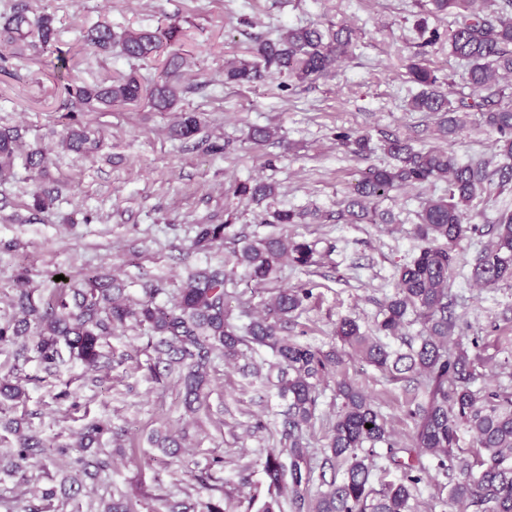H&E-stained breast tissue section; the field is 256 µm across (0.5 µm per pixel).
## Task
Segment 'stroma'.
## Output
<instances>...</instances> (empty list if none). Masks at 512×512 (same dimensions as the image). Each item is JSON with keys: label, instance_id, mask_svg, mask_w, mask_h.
Here are the masks:
<instances>
[{"label": "stroma", "instance_id": "obj_1", "mask_svg": "<svg viewBox=\"0 0 512 512\" xmlns=\"http://www.w3.org/2000/svg\"><path fill=\"white\" fill-rule=\"evenodd\" d=\"M26 3L31 12L54 15L59 48L75 54L72 75L78 84L133 69L148 78L156 75L154 64L128 61L116 51L96 56L83 49V27L105 21L121 33L153 29L163 19L176 22L189 62L183 75L188 91L178 107L202 113L203 125L194 139L182 141L168 132L173 113L146 103L134 110L82 112L81 122L101 130V146L87 156L63 153L55 143L72 109L63 83L50 76L46 59H0V129L20 128L25 142L42 146L50 160L47 177L35 178L19 163L13 175L0 178V322L14 314L10 296L20 279L40 298L48 295L56 276L77 282L97 274L114 279L131 299H145L153 288L156 302H169L196 267L230 258L234 244L229 240L205 252L190 249L197 225L230 219L235 231L281 233L316 242L319 250L316 264H285L275 283L252 282L243 268H235L227 285L240 299L235 323H244L245 312L261 311L279 286L301 285L312 296L294 313L284 335L325 352L337 350L340 318L349 316L362 329H374L381 303L395 291L398 268L417 252V214L443 190L438 182L391 191L377 204L378 211L393 214L389 224L337 219L357 171L390 164L382 140L397 136L418 149L441 147L460 161H504L478 113H467L466 130L450 139L433 118L408 110V99L420 87L406 65L419 51L438 77L454 81L456 97L469 94L463 67L449 56L447 45L423 48L416 28L423 19L444 33L452 16H426L420 0ZM313 23L352 26L354 56L338 61L324 78L288 88L275 78L250 86L225 84L226 61L250 58L259 42L281 28ZM256 127L274 128L276 135L265 145H253L249 135ZM341 132L369 135L372 152L356 155L353 144L338 140ZM259 180L279 185L277 196L264 206L234 195L237 184ZM43 190L54 199L46 212L34 206L35 193ZM265 209L309 212L313 219L264 224L260 214ZM486 242L472 236L454 264L455 333L470 355L480 357L486 383L512 388V282L480 288L470 278L472 260ZM103 351L110 366L92 385L84 381L78 362L66 361L51 375L37 360L16 361L14 347H0V375L16 371L27 392L25 404L0 411V436L14 442L5 424L19 418L26 432L46 444L42 466L0 477V512L41 507L38 490L52 487L69 470L79 454L73 434L89 418L112 427L100 440L112 452V469L81 493L82 505L129 499L139 512H158L167 499L199 500L221 504L226 512H263L270 499L263 463L278 444L285 409L275 380L215 360L209 395L201 411L192 414L178 394L176 375H151L143 330L117 329ZM341 373L375 401L394 440L410 444V412L423 396V385L408 374L381 372L351 354L345 355ZM337 408L334 383L321 385L314 426L306 434L312 494L342 476L323 453ZM160 432L185 434L178 455L151 443ZM423 464L416 512H448V486L456 473L439 472L428 458Z\"/></svg>", "mask_w": 512, "mask_h": 512}]
</instances>
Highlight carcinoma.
<instances>
[{
  "instance_id": "carcinoma-1",
  "label": "carcinoma",
  "mask_w": 512,
  "mask_h": 512,
  "mask_svg": "<svg viewBox=\"0 0 512 512\" xmlns=\"http://www.w3.org/2000/svg\"><path fill=\"white\" fill-rule=\"evenodd\" d=\"M493 8L477 6V0H425L432 15L450 14L454 27L442 36L433 29L424 42L435 46L448 42V54L464 62L465 82L471 90L466 107L481 114V124L499 135L501 155L512 158V100L506 95L504 79L512 77V0H492ZM175 23L154 29L112 32L98 22L82 33L83 46L96 54H109L115 46L130 60L160 63L159 74L147 86L133 73L110 79L66 87L80 112H110L115 107L149 101L159 112H168L184 92L178 72L186 58L168 48L179 40ZM54 18L47 13L30 14L27 5L18 3L0 23V46L13 56L29 58L44 53L54 55L50 62L54 78L73 80V64L67 53L56 46ZM353 47V33L347 27L324 29L318 24L289 27L254 49L252 58L224 66V83L254 84L270 77L305 82L326 76L331 64L347 57ZM408 73L421 91L413 95L409 110L440 116V131L456 136L464 131L452 116L458 111L451 92L442 88L439 77L424 59H410ZM201 130L198 112L179 113L172 133L191 140ZM18 129L0 130V175L14 168L21 148ZM61 146L71 152L88 154L98 140L78 123L63 129ZM381 148L394 164L371 167L355 185L356 199L348 210L351 222L365 219L388 223L369 205L394 188L441 181L447 196L431 199L424 205L415 225L419 241L413 260L396 274L395 292L382 304L377 335L361 330L360 324L344 317L336 324V337L343 346L384 372L410 373L423 378V400L415 404L412 415L415 431L410 448H400L393 440L387 419L370 396L345 377L336 378V397L341 405L336 420L326 435V460L343 469L341 481H332L315 496L302 485V468L308 466L305 432L313 426L317 387L329 375L338 373L342 355L336 350L323 352L282 335L283 325L309 296L306 288L284 287L248 323L232 322L227 308V273L222 265H206L193 270L173 302L157 304L151 300L134 304L123 297L120 285L97 275L85 277L80 286L58 285L47 301L38 303L33 292L18 283L11 305L17 313L0 323V345L16 347V356L25 361L30 355L49 371L62 361L60 345L70 358L81 363L84 374H95L109 366L101 351L103 341L129 322L147 330V346L153 350L150 365L153 376L178 372L184 403L189 410L201 400L213 357L234 364L255 347L270 348L276 358L279 395L287 400L282 420L283 448L266 455L263 470L270 485L279 487L285 470H290L289 504L295 512H415L417 485L421 482V458L436 460L442 472L456 471L458 477L448 488L449 512L476 507V512H512V392L502 386L476 385L483 377L462 343L450 350L455 322L450 312L453 299L450 281L461 244L474 233L489 236L471 267V279L484 288H496L512 280V212L502 211L491 224L479 226L467 216L494 192L512 188V165L496 167L478 159L465 163L437 149H416L399 138L386 139ZM48 158L43 149L30 147L24 155L25 167L46 175ZM273 183L240 184L235 193L260 204L276 194ZM232 237L238 242L234 264L242 267L256 283H266L288 261L299 267L316 263V243L296 241L286 236L249 237L233 230V224H199L194 239L197 249H210ZM418 321L422 330L417 339H407V350L391 351L381 342L383 336H397L406 324ZM24 390L8 377H0V406L6 401L20 402ZM371 427H366V424ZM112 431L108 425L92 420L78 433L76 447L88 448ZM16 439L8 456L0 457V470L12 476L29 460L44 452L41 438L14 429ZM472 435L476 459L469 462L455 453L459 435ZM386 449L387 460L403 473L397 483L376 492L371 486V470L377 449ZM75 473L69 476L72 494L86 481H96L112 467L111 456L99 448L80 454L74 461ZM168 512H223L211 501L197 508L186 501L174 503Z\"/></svg>"
}]
</instances>
